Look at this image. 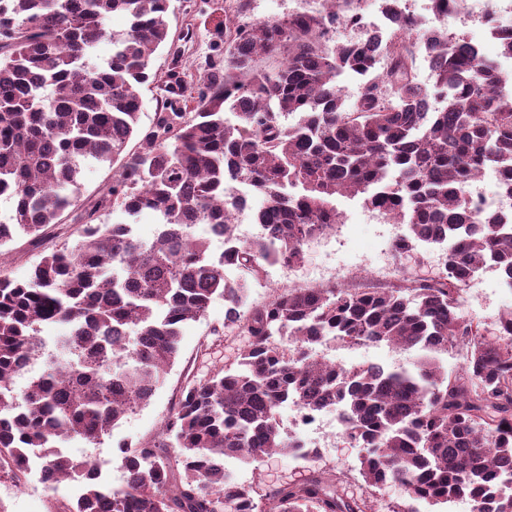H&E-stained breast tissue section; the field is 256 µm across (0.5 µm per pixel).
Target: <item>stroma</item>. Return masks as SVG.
<instances>
[{
  "instance_id": "1",
  "label": "stroma",
  "mask_w": 512,
  "mask_h": 512,
  "mask_svg": "<svg viewBox=\"0 0 512 512\" xmlns=\"http://www.w3.org/2000/svg\"><path fill=\"white\" fill-rule=\"evenodd\" d=\"M241 19L245 22L263 21L271 17L287 19L300 14L317 12L311 0H241ZM230 0H169L168 21L170 35L180 43L182 56H174L168 49L158 50L152 57V70L159 77L173 74L188 83H200L212 66L222 63L214 48V32L224 19ZM336 208L341 222L336 225L330 239L306 247V258L299 266H264L260 276L252 280L248 290L247 306L268 303L276 291L288 286L315 288L333 283H347L363 287L370 282L381 287L399 283L404 269L425 275L438 274L440 265L429 245L417 248L415 259L398 258L388 247L389 241L405 232L402 224H385L375 220L363 204L362 197L340 196ZM41 251L22 237L0 247V271L23 280L40 260ZM482 284L468 288L463 294L461 311L466 317L493 324L504 313L512 311V288H493L492 280L498 279L495 268L482 270ZM226 304L222 297H215L205 314L186 322L182 327L179 356L170 369L165 383L157 389L150 402L127 414L112 431L110 437L93 445L82 441L68 442L66 455L74 458L88 457L102 461V477L112 486H122L125 473L118 457L120 443L136 445L152 441L169 413L172 403L189 376L207 377L213 372L235 366L247 343L243 336H223ZM325 357L337 356L354 365L378 363L387 367L410 366L414 353L381 344L373 347H340L325 350ZM300 440L317 439L321 447L316 458L303 460L293 456L275 455L262 462L243 464L226 458L225 467L235 474L239 484L257 490L307 477L311 470L324 469L336 474L350 475L344 485L345 494L361 490L357 480V466L361 449L350 447L343 435L334 428L299 432ZM66 486L50 489L30 472L21 485L7 480L0 481V512H55Z\"/></svg>"
}]
</instances>
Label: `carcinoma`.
<instances>
[{"label":"carcinoma","instance_id":"cac0c4a2","mask_svg":"<svg viewBox=\"0 0 512 512\" xmlns=\"http://www.w3.org/2000/svg\"><path fill=\"white\" fill-rule=\"evenodd\" d=\"M325 2L252 24L228 9L224 68L197 99L170 78L164 111L143 133L141 88L156 78L152 56L172 46L168 0H0V198L12 201L0 247L39 243L78 206L83 167L115 165L74 246L45 254L24 281L0 274V478L18 485L36 466L52 489L73 484L57 512H257L254 490L225 476L224 458L316 457L283 433L279 408L332 403L351 446L366 449L363 492L348 496L342 478L314 471L268 489L269 512H373L390 484L431 505L463 495L473 512H512V312L490 329L458 314L478 271L491 266L512 283V222L466 191L496 168L512 197V96L498 91L492 60L446 28L417 33L409 15L379 51L368 39L330 44L338 23L361 16L356 0ZM114 13L126 29L107 27ZM103 41L112 54L99 61ZM285 46L280 66L254 69L256 55ZM419 51L434 59L429 86L414 72ZM345 72L366 78L351 104L336 82ZM433 95L443 108L427 109ZM232 183L260 201L249 240L235 233L244 201ZM359 194L407 225L398 255L446 245L443 275L410 272L390 289L282 288L242 314L248 285L227 271L301 264L306 238L340 220L336 196ZM114 207L130 220L153 212L154 239L100 221ZM198 225L208 236L195 235ZM212 236L224 241L218 255ZM216 296L227 303L224 327L248 336L237 367L186 378L157 439L118 445L123 486L58 451L101 443L146 404L175 363L182 325ZM50 326L63 333L47 369L16 390ZM316 341L420 355L411 369L338 367L314 355ZM457 349L463 366L443 368L439 356Z\"/></svg>","mask_w":512,"mask_h":512}]
</instances>
